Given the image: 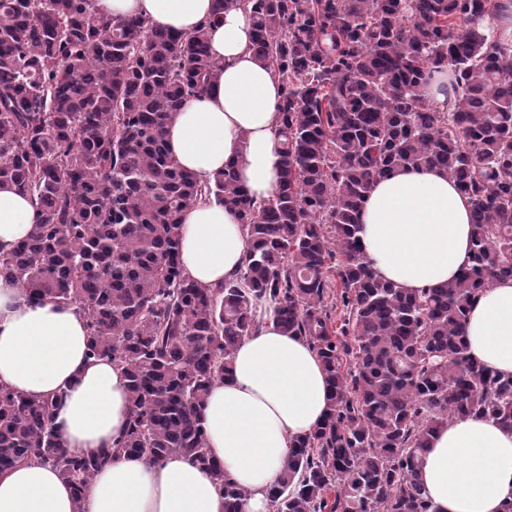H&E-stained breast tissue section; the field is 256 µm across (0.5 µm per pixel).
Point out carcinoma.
<instances>
[{
    "label": "carcinoma",
    "instance_id": "1",
    "mask_svg": "<svg viewBox=\"0 0 512 512\" xmlns=\"http://www.w3.org/2000/svg\"><path fill=\"white\" fill-rule=\"evenodd\" d=\"M245 12L252 51L282 86L276 192L255 200L235 165L205 183L166 127L224 71L205 22L185 34L106 17L92 0H0V184L41 214L0 253V277L30 302L73 306L88 358L129 382L124 435L97 456L64 448L55 403L0 388V471L58 468L81 504L112 459L170 455L209 471L225 512L247 491L211 460L199 408L271 305L273 322L321 359L328 413L293 443L272 512H430L419 452L471 414L512 431V376L468 354L474 302L512 279V53L500 0H219ZM448 71L453 100L419 94ZM433 167L472 204L470 264L406 293L376 276L359 236L374 183ZM216 201L239 217L242 267L218 286L185 272L182 216ZM338 316H333V313ZM503 10L495 21V33L498 40L512 52V1L503 0Z\"/></svg>",
    "mask_w": 512,
    "mask_h": 512
}]
</instances>
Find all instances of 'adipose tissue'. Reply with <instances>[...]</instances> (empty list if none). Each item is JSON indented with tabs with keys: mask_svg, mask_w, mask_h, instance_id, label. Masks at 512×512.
I'll return each instance as SVG.
<instances>
[{
	"mask_svg": "<svg viewBox=\"0 0 512 512\" xmlns=\"http://www.w3.org/2000/svg\"><path fill=\"white\" fill-rule=\"evenodd\" d=\"M112 17L144 16L184 33L209 23L217 83L190 99L166 128L181 166L206 182L236 163L249 196L278 185L276 136L281 87L251 50L253 30L238 9L218 0H93ZM39 222L32 199L0 187V250L26 239ZM180 251L189 276L206 286L231 277L247 244L236 214L210 202L182 217ZM471 205L442 171L408 168L378 180L361 213L360 237L376 274L412 292L452 281L469 263ZM259 303L264 323L236 348L232 368L201 410L207 448L248 497L243 512H268L293 441L324 419L330 393L316 353L283 333ZM467 350L496 373L512 375V280L497 282L473 305ZM88 336L74 307L26 300L0 279V386L57 400L54 426L66 448L87 456L112 447L130 411L128 380L110 362L86 356ZM422 494L431 512H506L512 504V431L469 416L440 429L419 455ZM0 512H224L211 476L191 458L153 463L122 456L99 470L83 503L57 470L38 462L0 472Z\"/></svg>",
	"mask_w": 512,
	"mask_h": 512,
	"instance_id": "obj_1",
	"label": "adipose tissue"
}]
</instances>
